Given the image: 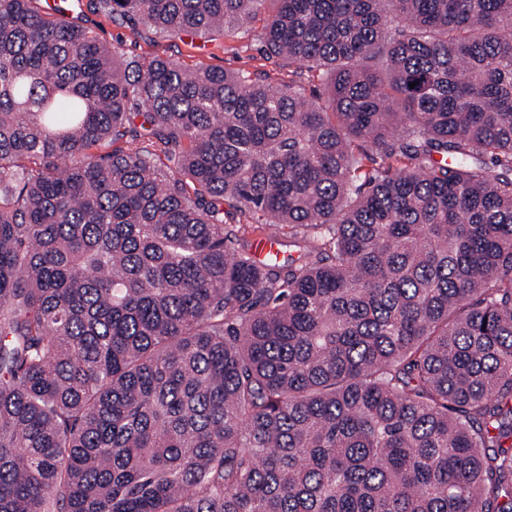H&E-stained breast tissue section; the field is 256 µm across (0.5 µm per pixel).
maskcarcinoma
<instances>
[{
  "instance_id": "cac0c4a2",
  "label": "carcinoma",
  "mask_w": 512,
  "mask_h": 512,
  "mask_svg": "<svg viewBox=\"0 0 512 512\" xmlns=\"http://www.w3.org/2000/svg\"><path fill=\"white\" fill-rule=\"evenodd\" d=\"M99 2L325 93L0 0V512H512V0ZM91 1L75 0V12L70 18L97 35L120 58L158 54L177 60L188 70L224 68L250 74L252 79L257 78L269 87L295 83L302 85L308 96L323 92L325 81L318 73L296 65L288 67L287 61L269 57L263 51L260 38L265 18L263 11L250 25L231 35L178 38L141 29L134 37L128 23L113 21L95 9Z\"/></svg>"
}]
</instances>
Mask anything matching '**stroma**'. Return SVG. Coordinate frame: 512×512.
<instances>
[{"instance_id": "stroma-1", "label": "stroma", "mask_w": 512, "mask_h": 512, "mask_svg": "<svg viewBox=\"0 0 512 512\" xmlns=\"http://www.w3.org/2000/svg\"><path fill=\"white\" fill-rule=\"evenodd\" d=\"M72 20L97 35L121 58L168 56L188 70L224 68L239 71L270 87L299 84L310 96L322 93L324 88V80L318 73L266 55L260 38L264 20L260 17L233 34L205 38L169 37L145 29L135 36L128 23L112 20L95 9L91 0H75Z\"/></svg>"}]
</instances>
